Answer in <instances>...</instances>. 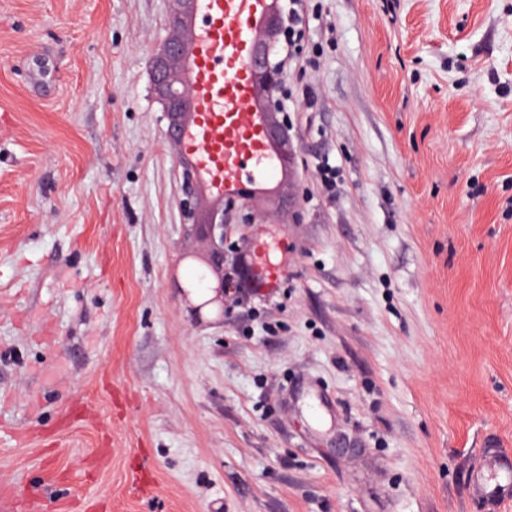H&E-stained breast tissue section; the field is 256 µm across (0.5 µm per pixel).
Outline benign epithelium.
Wrapping results in <instances>:
<instances>
[{
  "instance_id": "obj_1",
  "label": "benign epithelium",
  "mask_w": 512,
  "mask_h": 512,
  "mask_svg": "<svg viewBox=\"0 0 512 512\" xmlns=\"http://www.w3.org/2000/svg\"><path fill=\"white\" fill-rule=\"evenodd\" d=\"M168 34L153 61L152 86L156 97L163 105L168 132L182 127L186 112L191 105L192 93L176 72V63L183 57L188 45L185 39V21L197 7L198 0H168ZM285 32L284 11L281 0H273L268 19L257 39L256 69L263 88L261 110L269 115V131L281 155L284 170L293 172L294 150L288 125L278 118L274 108V97L284 78L283 66L274 62L277 44ZM183 210L188 220L208 243L205 264L215 278L212 286L214 296L204 304H214L219 314H224V300L251 287L252 272L247 253L238 250L237 241H246L253 235L254 216L246 212L253 198L246 197L223 205L203 207L199 198L197 172L189 165L183 167Z\"/></svg>"
}]
</instances>
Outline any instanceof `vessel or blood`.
Returning a JSON list of instances; mask_svg holds the SVG:
<instances>
[{"instance_id":"vessel-or-blood-1","label":"vessel or blood","mask_w":512,"mask_h":512,"mask_svg":"<svg viewBox=\"0 0 512 512\" xmlns=\"http://www.w3.org/2000/svg\"><path fill=\"white\" fill-rule=\"evenodd\" d=\"M270 0H201L188 23L184 77L193 106L179 141L180 157L201 176L206 200L264 193L280 168L257 108L260 85L253 67L255 41ZM266 233L256 229L253 253L260 285L277 287L284 261L266 253Z\"/></svg>"}]
</instances>
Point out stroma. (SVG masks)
I'll use <instances>...</instances> for the list:
<instances>
[{"mask_svg":"<svg viewBox=\"0 0 512 512\" xmlns=\"http://www.w3.org/2000/svg\"><path fill=\"white\" fill-rule=\"evenodd\" d=\"M302 28L288 269L196 316L150 81L168 0H0V500L493 512L471 479L512 455V0H305Z\"/></svg>","mask_w":512,"mask_h":512,"instance_id":"obj_1","label":"stroma"}]
</instances>
